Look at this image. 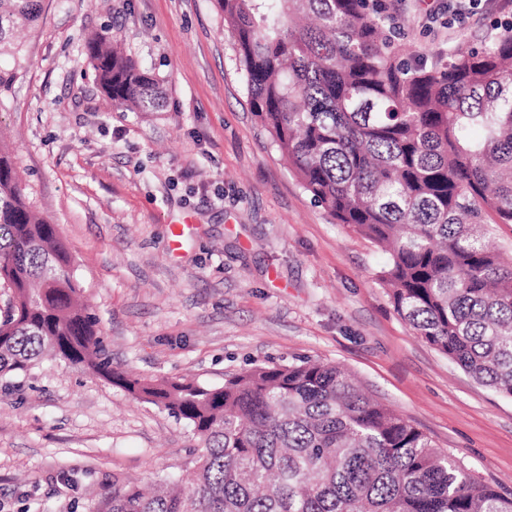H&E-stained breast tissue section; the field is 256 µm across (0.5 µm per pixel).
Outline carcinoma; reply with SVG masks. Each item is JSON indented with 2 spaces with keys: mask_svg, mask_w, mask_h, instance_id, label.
I'll list each match as a JSON object with an SVG mask.
<instances>
[{
  "mask_svg": "<svg viewBox=\"0 0 512 512\" xmlns=\"http://www.w3.org/2000/svg\"><path fill=\"white\" fill-rule=\"evenodd\" d=\"M42 0H0V95L23 67L19 30ZM251 110L338 223L389 252L380 281L400 317L475 381L512 397V31L427 67L394 46L367 0H216ZM119 108L156 112L158 78L106 30L85 42ZM70 256L25 201L0 150V376L50 357L85 367L190 426L192 481L112 484L96 512H512L342 367L255 365L214 386L112 366L67 271Z\"/></svg>",
  "mask_w": 512,
  "mask_h": 512,
  "instance_id": "cac0c4a2",
  "label": "carcinoma"
}]
</instances>
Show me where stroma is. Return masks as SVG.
Wrapping results in <instances>:
<instances>
[{"instance_id":"1","label":"stroma","mask_w":512,"mask_h":512,"mask_svg":"<svg viewBox=\"0 0 512 512\" xmlns=\"http://www.w3.org/2000/svg\"><path fill=\"white\" fill-rule=\"evenodd\" d=\"M436 6L403 0L393 41L432 60L501 31L496 13L443 27ZM106 26L162 83L159 111L101 93L83 44ZM22 49L0 139L113 366L220 385L268 361L336 364L512 494V397L418 338L379 280L388 254L303 188L251 110L216 0H42ZM197 445L167 411L43 359L0 379V512H96L113 480L188 478Z\"/></svg>"}]
</instances>
